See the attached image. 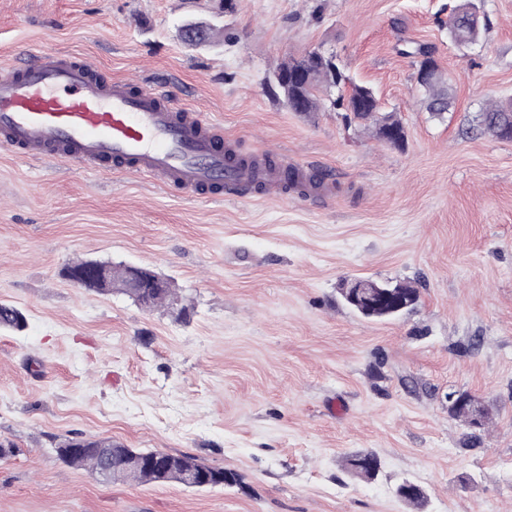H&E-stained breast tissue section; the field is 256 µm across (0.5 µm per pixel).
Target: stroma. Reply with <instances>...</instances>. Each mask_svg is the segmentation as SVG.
Masks as SVG:
<instances>
[{"label": "stroma", "instance_id": "stroma-1", "mask_svg": "<svg viewBox=\"0 0 512 512\" xmlns=\"http://www.w3.org/2000/svg\"><path fill=\"white\" fill-rule=\"evenodd\" d=\"M482 34L448 35L457 0H0V64L40 48L166 81L239 154L320 161L321 200L186 198L149 180L0 149V512H512V141L475 117L512 98V0H473ZM189 21L213 35L181 37ZM434 46L454 88L426 112L402 40ZM319 48L397 113V150L329 107L290 111L270 75ZM78 259L151 269L186 313L147 311L62 274ZM401 281L421 303L366 320L343 280ZM492 406L474 432L448 413ZM188 454L229 486L106 483L64 463L69 438ZM378 456V475L344 458ZM348 471L367 479H373L379 472L381 464L372 453H355L345 458ZM397 496L409 506L421 511L426 504V494L423 488L413 481H403L397 486Z\"/></svg>", "mask_w": 512, "mask_h": 512}]
</instances>
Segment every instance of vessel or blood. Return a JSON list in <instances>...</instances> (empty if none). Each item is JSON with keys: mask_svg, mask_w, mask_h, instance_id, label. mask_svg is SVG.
Instances as JSON below:
<instances>
[{"mask_svg": "<svg viewBox=\"0 0 512 512\" xmlns=\"http://www.w3.org/2000/svg\"><path fill=\"white\" fill-rule=\"evenodd\" d=\"M0 148L134 173L189 198L306 197L332 185L321 164L276 151L236 160L208 112L165 87L114 78L86 56L51 49L0 70Z\"/></svg>", "mask_w": 512, "mask_h": 512, "instance_id": "b4317fda", "label": "vessel or blood"}]
</instances>
